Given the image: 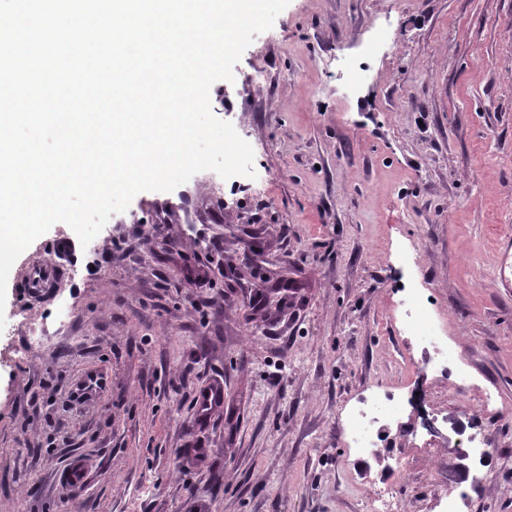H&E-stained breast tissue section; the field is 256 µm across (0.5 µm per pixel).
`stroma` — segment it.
Returning a JSON list of instances; mask_svg holds the SVG:
<instances>
[{
	"instance_id": "1",
	"label": "stroma",
	"mask_w": 512,
	"mask_h": 512,
	"mask_svg": "<svg viewBox=\"0 0 512 512\" xmlns=\"http://www.w3.org/2000/svg\"><path fill=\"white\" fill-rule=\"evenodd\" d=\"M393 42L366 54L375 25ZM366 80L344 95L342 60ZM255 178L144 191L24 286L75 232L15 261L0 331V512H397L452 491L450 439L407 409L386 468L360 475L342 429L372 389L409 393L405 288H429L470 388L421 382L427 410L482 432L466 512H512V297L494 285L512 227V0H289L211 87ZM288 274V290L267 278ZM72 318L57 324L58 300ZM44 343L28 344L29 327ZM94 369L102 390L74 392ZM224 384L196 418L193 397ZM498 395L484 409V390ZM84 486L63 489L72 459ZM61 269L55 265H32L27 273L26 288H50L62 282ZM224 404V387L214 384L202 388L197 396V404L194 398V406H197V415L200 420L207 419L215 410Z\"/></svg>"
}]
</instances>
